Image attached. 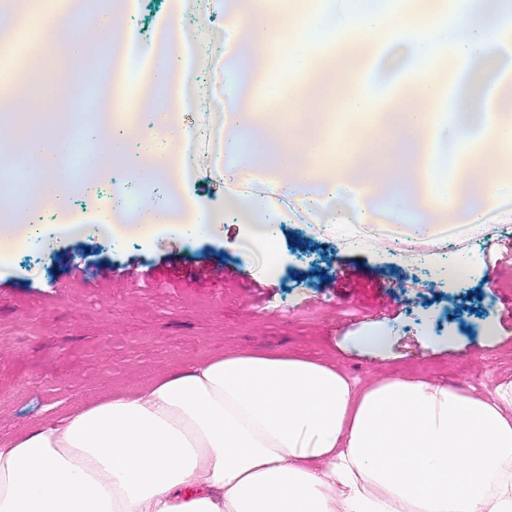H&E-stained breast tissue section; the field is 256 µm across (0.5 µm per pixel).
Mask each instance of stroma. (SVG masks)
<instances>
[{
	"label": "stroma",
	"mask_w": 512,
	"mask_h": 512,
	"mask_svg": "<svg viewBox=\"0 0 512 512\" xmlns=\"http://www.w3.org/2000/svg\"><path fill=\"white\" fill-rule=\"evenodd\" d=\"M140 3L119 19L133 33L131 66L170 8L169 0ZM187 33L213 50L194 59L201 91L187 113L195 166L183 192L223 211L224 222L193 239L53 237L11 258L0 279V442L228 351L324 356L361 385L422 378L489 398L511 384L512 247L501 212L452 227L443 253L429 238L415 239L423 263L413 267L391 245L398 220L353 225L370 240L366 249L320 233L324 216L224 154L223 118L234 103L224 91V57L235 50L224 0H210ZM228 195L280 207L268 254L276 277L265 278L241 250L248 228L225 210ZM199 260L251 273L218 284L193 275ZM374 329L387 337L383 351L353 344Z\"/></svg>",
	"instance_id": "1"
}]
</instances>
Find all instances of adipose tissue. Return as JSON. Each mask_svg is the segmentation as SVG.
Returning a JSON list of instances; mask_svg holds the SVG:
<instances>
[{"label":"adipose tissue","instance_id":"ef3b65f1","mask_svg":"<svg viewBox=\"0 0 512 512\" xmlns=\"http://www.w3.org/2000/svg\"><path fill=\"white\" fill-rule=\"evenodd\" d=\"M183 0L151 46L143 82L148 123L94 126L79 143L90 160L73 180L65 113L41 101L13 111L47 57H63L66 79L113 44L111 81L120 84L132 34L109 9L83 33L57 16L25 66L0 135V164L28 168L24 200L0 201V264L39 238L28 201L66 222L69 199L94 193L111 165L137 183L156 179L175 193L165 210L129 221L130 191L113 194L116 239L163 231L192 237L224 221L180 193L194 166L184 124L195 44L182 34ZM421 379L387 378L358 391L334 365L298 355L233 352L197 363L131 395L80 408L0 446V512H512V416L501 404Z\"/></svg>","mask_w":512,"mask_h":512}]
</instances>
